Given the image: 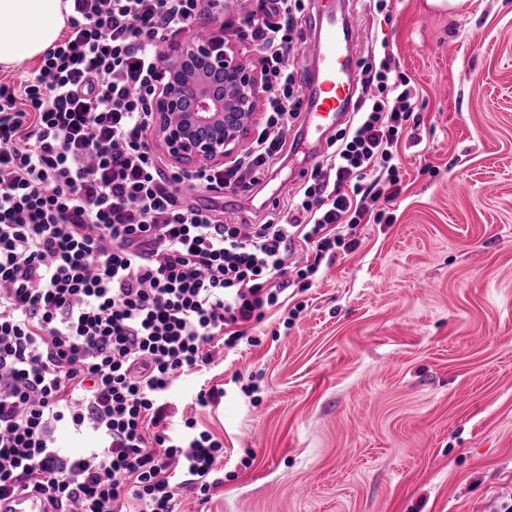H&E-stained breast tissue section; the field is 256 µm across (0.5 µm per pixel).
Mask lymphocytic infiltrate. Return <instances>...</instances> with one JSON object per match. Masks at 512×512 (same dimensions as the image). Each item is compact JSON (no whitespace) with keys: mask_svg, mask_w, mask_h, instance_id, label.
<instances>
[{"mask_svg":"<svg viewBox=\"0 0 512 512\" xmlns=\"http://www.w3.org/2000/svg\"><path fill=\"white\" fill-rule=\"evenodd\" d=\"M61 38L20 83L0 82V496L41 489L81 512H173L174 479L219 484L222 443L196 418L171 425L177 378L308 287L322 261L401 193L394 162L417 102L388 43L362 70L339 144L275 224H227L212 205L280 161L302 106L289 61L302 0H257L264 116L232 167L187 175L152 148L163 46L224 0H68ZM210 195L209 205L189 198ZM95 447L62 452L56 431Z\"/></svg>","mask_w":512,"mask_h":512,"instance_id":"f902f5d3","label":"lymphocytic infiltrate"}]
</instances>
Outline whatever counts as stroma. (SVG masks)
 I'll use <instances>...</instances> for the list:
<instances>
[{
	"label": "stroma",
	"mask_w": 512,
	"mask_h": 512,
	"mask_svg": "<svg viewBox=\"0 0 512 512\" xmlns=\"http://www.w3.org/2000/svg\"><path fill=\"white\" fill-rule=\"evenodd\" d=\"M356 62L387 41L419 88L399 143L402 192L357 249L322 262L292 325L269 312L206 375L171 395L181 423L201 384L218 405L199 422L224 444L208 499L175 490L174 512H507L512 506V0H392L385 15L345 0ZM245 12H203L184 40L237 33ZM286 134L283 159L227 224H264L310 177Z\"/></svg>",
	"instance_id": "1"
}]
</instances>
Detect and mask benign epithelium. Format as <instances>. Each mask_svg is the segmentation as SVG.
Returning a JSON list of instances; mask_svg holds the SVG:
<instances>
[{
    "instance_id": "obj_1",
    "label": "benign epithelium",
    "mask_w": 512,
    "mask_h": 512,
    "mask_svg": "<svg viewBox=\"0 0 512 512\" xmlns=\"http://www.w3.org/2000/svg\"><path fill=\"white\" fill-rule=\"evenodd\" d=\"M257 89L253 70L230 55L221 37L170 47L154 101L160 144L184 171L201 156L223 160L254 121Z\"/></svg>"
}]
</instances>
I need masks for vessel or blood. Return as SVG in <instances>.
Returning a JSON list of instances; mask_svg holds the SVG:
<instances>
[{
    "label": "vessel or blood",
    "instance_id": "obj_1",
    "mask_svg": "<svg viewBox=\"0 0 512 512\" xmlns=\"http://www.w3.org/2000/svg\"><path fill=\"white\" fill-rule=\"evenodd\" d=\"M319 33L307 41L309 65L299 93L306 103L314 131H321L352 108V73L356 56L348 37L347 25L335 12H323ZM0 512H75L72 506H59L43 492H17L0 500Z\"/></svg>",
    "mask_w": 512,
    "mask_h": 512
}]
</instances>
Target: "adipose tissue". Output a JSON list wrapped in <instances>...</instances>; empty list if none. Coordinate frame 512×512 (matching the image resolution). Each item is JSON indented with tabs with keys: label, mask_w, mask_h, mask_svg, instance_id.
I'll list each match as a JSON object with an SVG mask.
<instances>
[{
	"label": "adipose tissue",
	"mask_w": 512,
	"mask_h": 512,
	"mask_svg": "<svg viewBox=\"0 0 512 512\" xmlns=\"http://www.w3.org/2000/svg\"><path fill=\"white\" fill-rule=\"evenodd\" d=\"M66 0H0V65L40 57L58 40L66 25Z\"/></svg>",
	"instance_id": "1"
}]
</instances>
